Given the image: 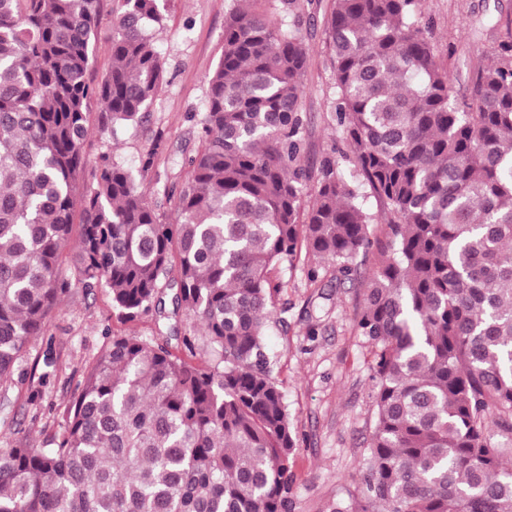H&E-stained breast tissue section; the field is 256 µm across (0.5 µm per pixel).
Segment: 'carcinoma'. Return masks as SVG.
Listing matches in <instances>:
<instances>
[{"mask_svg": "<svg viewBox=\"0 0 512 512\" xmlns=\"http://www.w3.org/2000/svg\"><path fill=\"white\" fill-rule=\"evenodd\" d=\"M159 2L113 0L95 83L101 0H0V381L74 284H105L125 321L169 300L202 329L112 337L61 429L0 450V512H288L297 438L264 337L275 270L303 252L357 275L365 185L389 229L355 318L375 421L356 495L331 512H512V32L456 97L421 0H333L335 116L359 181L328 156L306 201L312 0H234L164 224L141 183L152 153L137 168L101 154L76 197L90 101L113 133L160 88ZM112 0H103L102 16L93 44L91 76L100 81L112 63Z\"/></svg>", "mask_w": 512, "mask_h": 512, "instance_id": "1", "label": "carcinoma"}]
</instances>
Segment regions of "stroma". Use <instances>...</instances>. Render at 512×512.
I'll list each match as a JSON object with an SVG mask.
<instances>
[{
    "label": "stroma",
    "mask_w": 512,
    "mask_h": 512,
    "mask_svg": "<svg viewBox=\"0 0 512 512\" xmlns=\"http://www.w3.org/2000/svg\"><path fill=\"white\" fill-rule=\"evenodd\" d=\"M163 25L154 36L164 62L163 85L140 125L101 132L90 124L82 145L88 166L101 153L115 163L153 164L143 186L163 222L177 219V186L189 176L186 161L199 150L196 117L204 110L208 80L224 48V17L231 0H161ZM331 0H314L303 34L308 48L303 79L304 161L319 167L324 157L339 158L346 174L354 169L333 110L335 88L325 20ZM424 19L441 66L451 71L454 91H464L495 57L507 37L504 17L512 0H423ZM319 272L318 285L307 279ZM370 264L354 281L340 282L331 263H282L284 283L276 298L286 315L266 323L267 346L276 357L273 375L283 394L298 446L290 460V512H329L348 499L364 466V448L373 420L369 348L354 319L364 303ZM157 335L152 315L126 322L112 309L109 288L75 286L51 315L43 335L31 340L12 380L0 382V448L24 439L40 444L58 431L64 410L89 365L115 335ZM48 383H41L42 373Z\"/></svg>",
    "instance_id": "35a3bbf8"
}]
</instances>
